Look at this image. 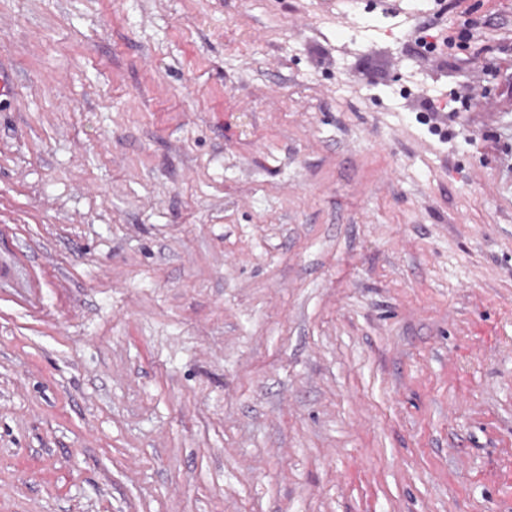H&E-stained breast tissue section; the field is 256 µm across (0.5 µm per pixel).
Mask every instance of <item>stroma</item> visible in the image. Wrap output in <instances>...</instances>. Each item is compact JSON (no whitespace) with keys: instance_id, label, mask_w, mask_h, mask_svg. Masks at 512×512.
<instances>
[{"instance_id":"35a3bbf8","label":"stroma","mask_w":512,"mask_h":512,"mask_svg":"<svg viewBox=\"0 0 512 512\" xmlns=\"http://www.w3.org/2000/svg\"><path fill=\"white\" fill-rule=\"evenodd\" d=\"M0 76V512H512V0H0Z\"/></svg>"}]
</instances>
